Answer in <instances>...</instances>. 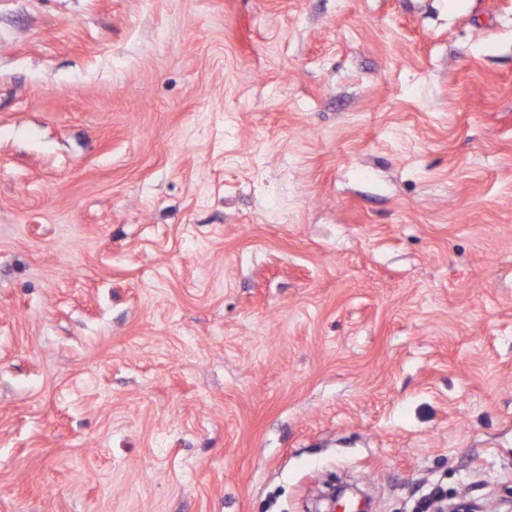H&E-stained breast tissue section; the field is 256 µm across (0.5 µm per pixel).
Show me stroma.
Segmentation results:
<instances>
[{"label": "stroma", "instance_id": "1", "mask_svg": "<svg viewBox=\"0 0 512 512\" xmlns=\"http://www.w3.org/2000/svg\"><path fill=\"white\" fill-rule=\"evenodd\" d=\"M512 506V0H0V512Z\"/></svg>", "mask_w": 512, "mask_h": 512}]
</instances>
